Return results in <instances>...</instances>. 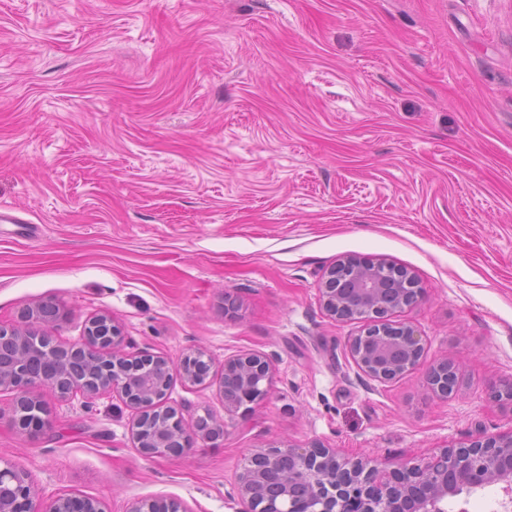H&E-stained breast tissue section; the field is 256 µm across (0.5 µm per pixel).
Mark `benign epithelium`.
Wrapping results in <instances>:
<instances>
[{
  "instance_id": "benign-epithelium-1",
  "label": "benign epithelium",
  "mask_w": 512,
  "mask_h": 512,
  "mask_svg": "<svg viewBox=\"0 0 512 512\" xmlns=\"http://www.w3.org/2000/svg\"><path fill=\"white\" fill-rule=\"evenodd\" d=\"M321 306L339 321L361 319L362 331L348 343L357 369L380 384L417 368L424 356L422 336L396 323L397 312L416 308L423 289L408 270L386 260L344 259L328 268L320 282ZM64 318L52 301L21 310L14 324L0 323V392L14 393L11 425L30 436L48 424V412L36 389L48 387L62 399L118 393L137 411L132 437L139 452L178 454L195 439L224 435L225 420L200 417L187 432L181 413L166 404L172 386L171 363L163 356L124 351L121 325L109 314L90 318L82 338L69 345L52 330ZM212 361L198 349L184 356L179 370L192 385L213 381ZM459 367L448 359L430 365L426 387L444 397L457 386ZM273 383L272 361L259 352L224 359L219 389L224 414L245 415L264 400ZM505 484L512 504V432L477 434L464 443L445 445L422 464L382 473L371 458L349 459L321 443L306 448L281 444L247 458L237 475L235 495L245 512H446L444 502L463 486L476 489ZM0 512H104L100 502L62 496L43 507L35 500L28 473L0 469ZM130 512H183L168 497L141 501Z\"/></svg>"
}]
</instances>
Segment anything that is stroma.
<instances>
[{
  "instance_id": "stroma-1",
  "label": "stroma",
  "mask_w": 512,
  "mask_h": 512,
  "mask_svg": "<svg viewBox=\"0 0 512 512\" xmlns=\"http://www.w3.org/2000/svg\"><path fill=\"white\" fill-rule=\"evenodd\" d=\"M0 323L52 300L57 341L117 319L129 353L221 371L274 364L269 396L223 437L142 456L118 394L40 397L28 436L0 393V467L42 502L106 512L176 499L242 512L251 454L319 441L381 469L512 432L492 398L512 381V0H0ZM384 259L424 291L396 314L425 340L421 368L381 384L325 315L339 258ZM449 358L456 391L429 392ZM186 429L223 417L217 385L174 377ZM492 485L447 512H503ZM211 365V358L205 351L198 349L182 358L179 370L185 382L192 385H206L210 384L215 376L211 371ZM459 367L448 358L430 365L424 374L426 387L434 393L447 397L457 386Z\"/></svg>"
}]
</instances>
